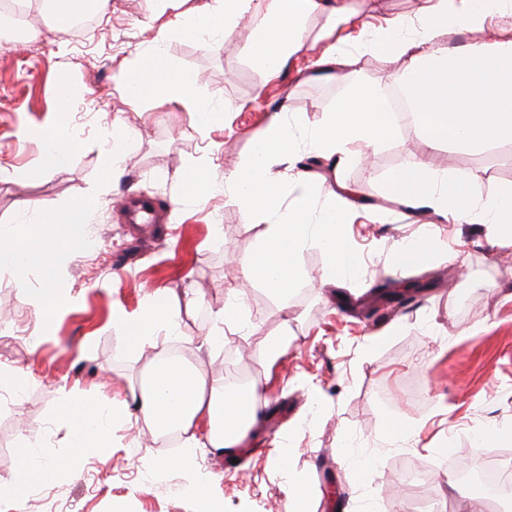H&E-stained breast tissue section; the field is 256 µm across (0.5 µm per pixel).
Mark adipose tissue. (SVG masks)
<instances>
[{
    "instance_id": "adipose-tissue-1",
    "label": "adipose tissue",
    "mask_w": 512,
    "mask_h": 512,
    "mask_svg": "<svg viewBox=\"0 0 512 512\" xmlns=\"http://www.w3.org/2000/svg\"><path fill=\"white\" fill-rule=\"evenodd\" d=\"M512 6V0H421L415 23L401 19L366 31L367 45L407 59L396 77L402 88L412 123L431 144H456L487 150L512 140V39L491 45L449 49L445 35L482 27L487 18ZM312 13L325 15L328 29L347 21L349 13L338 0H269L262 34L253 52L262 68L278 71L303 46L302 21ZM340 45L332 43L318 60L321 70L350 83L348 100L328 113L314 135L318 152L346 160L350 148H374L385 143L393 129L380 112L375 91L353 83L346 70ZM127 94L139 99L161 96L180 102L204 122L219 121L220 112L197 93L193 74L170 70L162 45L148 53L141 70L120 75ZM41 143L36 166L22 170L35 180L49 171L64 170L78 143L64 126L48 132L29 131ZM386 190L394 200L419 208L444 211L456 221L488 225L500 238L512 242V182L499 183L482 193L465 177L414 160L393 172ZM98 201L93 196L72 199L60 209L39 216L38 230L26 241L14 232L0 230V267H8L26 284L30 273H38L36 314L51 321L71 302L69 287L57 273L61 257L74 256L86 248L85 231L91 224ZM124 341L140 348L158 336L172 335L176 318L166 297L152 295L134 316L117 314ZM143 425L152 432L166 427L182 433L187 446L168 463L190 473L185 488L197 512H223L215 474L199 471L196 450L205 447L221 455L236 448L259 421L271 397L260 378L245 387L224 381L214 385L202 370L179 359H154L147 386L133 395ZM120 409L90 407L72 428L75 447L88 452L112 445L113 427L121 419ZM61 467L55 448L41 444L25 450L12 483L20 490L37 482H51Z\"/></svg>"
}]
</instances>
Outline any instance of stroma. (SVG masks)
<instances>
[{"label": "stroma", "mask_w": 512, "mask_h": 512, "mask_svg": "<svg viewBox=\"0 0 512 512\" xmlns=\"http://www.w3.org/2000/svg\"><path fill=\"white\" fill-rule=\"evenodd\" d=\"M204 0H103L96 29L58 31L45 9L28 23L41 30L39 47L0 48V228L27 238L35 214H48L79 196H94L99 249L68 258L58 272L73 302L39 325L30 291L13 270L0 267V367L30 366L34 378L19 393L0 397V512H195L185 496L186 472L158 467L172 456L162 437L141 424L117 423L112 445L89 455L75 448L76 408L64 394L135 414L131 392L159 351L182 346L222 384L230 368L255 372L249 353L268 337L287 334L288 347L270 370L272 399L247 447L218 456L200 449V466L219 475L224 512H292L269 451L282 448L291 475L310 486L307 512H411L414 499L434 498L447 512L467 505L448 484L450 458L483 465L512 457L501 436L512 434V244L485 225L410 208L390 199L385 180L410 160L473 178L482 191L512 182V143L486 152L431 147L408 118L392 120V137L371 149L370 163L337 165L310 173L323 187L341 181L335 201L349 212L346 237L361 262L359 281L332 278L323 250L300 252L305 273L288 301L259 283L218 250L214 222L239 254L261 243L265 219H248L224 193L203 197L183 186L188 167L215 175L234 170L262 140L270 114L316 127L348 95L347 83L317 71L326 46L325 16L302 23L305 47L276 73L261 71L251 47L268 0H245L238 23L223 36L183 35L177 25ZM420 0H346L348 26L336 35L353 80L373 87L380 100L395 89L404 57L360 45L362 27L411 19ZM163 39L174 71L198 77V93L222 112L221 123L202 126L181 104L160 97L130 98L120 71L136 70L156 39ZM66 86L69 112L59 110ZM64 123L80 147L67 168L41 179L20 178L38 163V140L21 128ZM123 133L117 183L103 179L106 146ZM142 197L158 215L154 224L129 223L118 202ZM433 235L448 251L462 250L423 271L393 266L407 239ZM245 288L244 315L253 334L225 333L213 351L200 341L215 327L229 290ZM203 296L192 308L183 298ZM169 296L175 335L141 350L123 342L117 312L140 311L149 293ZM40 337L36 354L28 342ZM323 408L312 415V397ZM398 416L420 428L412 447L392 437L387 420ZM51 443L60 462L80 470L28 491L14 490L12 475L25 446ZM451 449L444 457L443 449ZM413 468L428 485L411 488L402 475Z\"/></svg>", "instance_id": "stroma-1"}]
</instances>
